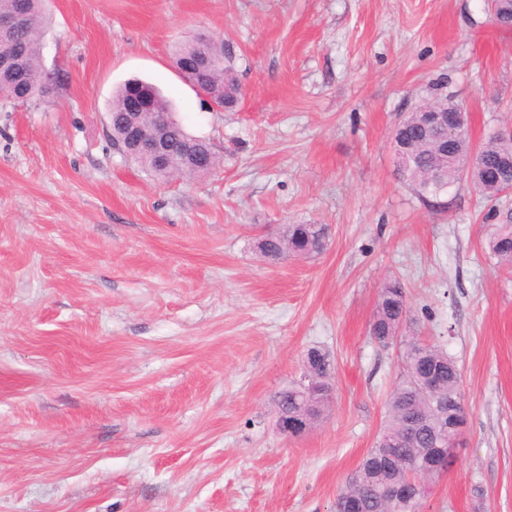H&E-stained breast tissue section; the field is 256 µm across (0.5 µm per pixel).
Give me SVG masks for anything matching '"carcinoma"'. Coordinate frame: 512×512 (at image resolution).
Here are the masks:
<instances>
[{"label":"carcinoma","instance_id":"obj_1","mask_svg":"<svg viewBox=\"0 0 512 512\" xmlns=\"http://www.w3.org/2000/svg\"><path fill=\"white\" fill-rule=\"evenodd\" d=\"M29 24L20 29L11 43L0 46V53L7 52L13 56L14 64L0 70V103L3 105L27 103L34 98L50 96L57 86L42 63L41 37L47 24L45 0H26ZM215 65L204 71L190 75V79L203 84L214 95L215 101L225 103V107L234 106L224 102V82H236L234 61L224 59V45L210 43ZM153 92L152 108L144 120L153 123L172 111L167 98L156 88ZM132 92V83L127 82L115 92L110 105L112 112V135L120 139L126 133L125 126L119 121L125 112V101ZM172 147L173 162L165 170L157 169L145 156L140 155L134 164L149 176L165 180L180 176L198 177L205 169L197 165H186L181 153L185 143L190 142L196 148L201 160L213 165L216 157L210 143L188 133L183 125L169 115L166 126ZM398 139L407 146L408 164L401 167L400 174L412 186L418 198L424 203H435L444 207L447 202L441 197L448 192V187L467 180L486 200L495 202L512 189V166L502 168L504 162L512 159L498 133L490 135L481 146L479 153L484 165L466 174L458 168L457 158L463 147L472 144L468 127H463L455 142L448 146V159L438 154L435 134L425 132L420 123L412 119L396 131ZM498 218L495 232L490 236L488 248L500 265L512 269V209H494ZM327 242L326 226L323 224H287L275 235L264 238L260 252L268 259L279 260L287 256H307L323 252ZM408 307L406 292L397 280L383 285L378 294V301L369 328L371 338L387 347L397 342L405 349L401 355L400 381L390 392L387 399L388 419L380 432L374 448L364 458L359 468L350 475L345 487L338 497L352 496L364 503L363 512H378L380 495L388 486L407 482L410 467L402 464H385L380 461V449L391 448L397 456L415 463V458L427 448L432 434L441 425L438 403L447 402L461 396V372L455 361L439 345L423 344L417 338L398 335V329L407 321ZM312 356L311 366L316 375L330 372L332 359L327 352L316 348L308 350ZM435 367L440 375L435 379L437 392L430 395L423 391L426 372ZM277 414H307L312 422H317L328 407L326 399L314 397L307 390L293 386L288 391L276 395ZM408 414L416 415L423 424L424 432L417 438L406 439L402 436V424Z\"/></svg>","mask_w":512,"mask_h":512}]
</instances>
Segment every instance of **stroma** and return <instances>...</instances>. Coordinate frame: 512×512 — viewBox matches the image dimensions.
<instances>
[{
  "mask_svg": "<svg viewBox=\"0 0 512 512\" xmlns=\"http://www.w3.org/2000/svg\"><path fill=\"white\" fill-rule=\"evenodd\" d=\"M49 101L0 106V512H333L373 447L399 346L369 335L399 279L406 336L462 375L467 424L420 512H512V270L470 184L400 179L391 133L447 93L473 143L512 120V29L485 0H52ZM235 53L219 111L177 72ZM156 84L213 170L153 179L106 136L116 89ZM323 224L272 261L259 239ZM333 397L298 436L275 397L308 349ZM323 224H287L280 232L264 238L258 247L268 259L279 260L287 256L321 254L327 242Z\"/></svg>",
  "mask_w": 512,
  "mask_h": 512,
  "instance_id": "35a3bbf8",
  "label": "stroma"
}]
</instances>
